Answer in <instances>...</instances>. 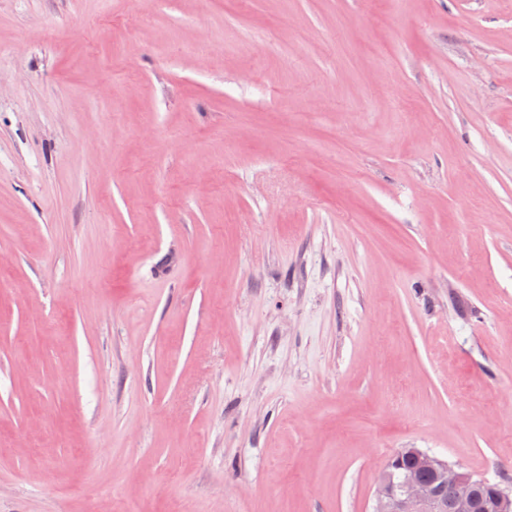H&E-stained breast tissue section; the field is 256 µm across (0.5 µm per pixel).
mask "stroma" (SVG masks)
I'll use <instances>...</instances> for the list:
<instances>
[{
    "mask_svg": "<svg viewBox=\"0 0 512 512\" xmlns=\"http://www.w3.org/2000/svg\"><path fill=\"white\" fill-rule=\"evenodd\" d=\"M512 489V0H0V512ZM412 455L415 465L402 473L400 468L404 455ZM388 467L394 469V481L388 469L377 482L375 504L372 512H475L477 509L474 491H478V508H493L495 485L460 466L451 465L418 448H404L391 458ZM421 470L434 472L433 481L423 480ZM484 484V485H482ZM497 512L512 511V490L496 485Z\"/></svg>",
    "mask_w": 512,
    "mask_h": 512,
    "instance_id": "stroma-1",
    "label": "stroma"
}]
</instances>
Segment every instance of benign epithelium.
I'll return each mask as SVG.
<instances>
[{"label": "benign epithelium", "instance_id": "7a95c632", "mask_svg": "<svg viewBox=\"0 0 512 512\" xmlns=\"http://www.w3.org/2000/svg\"><path fill=\"white\" fill-rule=\"evenodd\" d=\"M408 454L415 458V465L400 480L385 473L377 482L373 512H475L474 491L485 480L418 448L397 451L389 466L400 468ZM422 470L434 472L435 479H422Z\"/></svg>", "mask_w": 512, "mask_h": 512}]
</instances>
